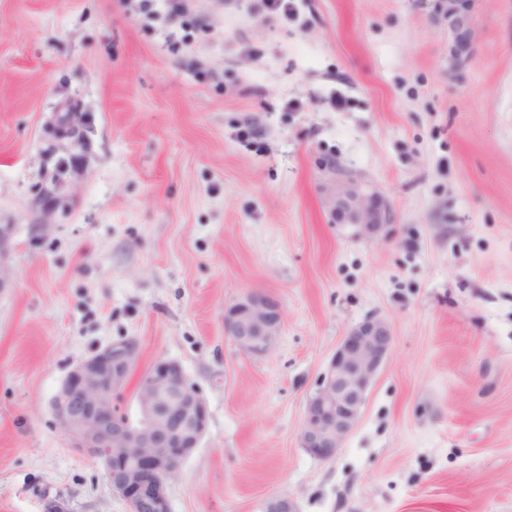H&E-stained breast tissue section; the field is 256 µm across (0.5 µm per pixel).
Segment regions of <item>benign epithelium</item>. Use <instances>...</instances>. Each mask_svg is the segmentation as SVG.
Returning a JSON list of instances; mask_svg holds the SVG:
<instances>
[{
	"mask_svg": "<svg viewBox=\"0 0 512 512\" xmlns=\"http://www.w3.org/2000/svg\"><path fill=\"white\" fill-rule=\"evenodd\" d=\"M439 2L452 38L451 65L458 69L473 53L471 0ZM52 132L58 140L83 146L84 126L73 112L55 114ZM326 204L336 223L356 227L361 236L379 234L390 220L384 198L364 191L347 175L329 183ZM281 325L280 304L263 294H250L224 310L225 334L247 354L266 353ZM392 344L391 328L379 318L349 331L308 397L300 447L322 460L336 456ZM136 358L135 344L121 340L77 363L52 399V414L72 447L103 459L107 482L129 512H171L168 481L198 448L207 430L208 409L199 387L181 366L159 359L139 379V420H129L114 404V395L124 387ZM263 512L297 510L290 498L274 495L264 502Z\"/></svg>",
	"mask_w": 512,
	"mask_h": 512,
	"instance_id": "obj_1",
	"label": "benign epithelium"
}]
</instances>
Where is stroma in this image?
<instances>
[{
  "label": "stroma",
  "instance_id": "35a3bbf8",
  "mask_svg": "<svg viewBox=\"0 0 512 512\" xmlns=\"http://www.w3.org/2000/svg\"><path fill=\"white\" fill-rule=\"evenodd\" d=\"M194 0L179 52L119 0H0V512H127L51 400L120 338L115 395L137 417L153 362L207 403L172 512H512V0H473L451 67L438 0ZM89 126L79 166L48 122ZM386 200L373 238L335 223L324 186ZM277 300L264 355L224 309ZM388 322L392 351L337 455L298 433L344 336Z\"/></svg>",
  "mask_w": 512,
  "mask_h": 512
}]
</instances>
